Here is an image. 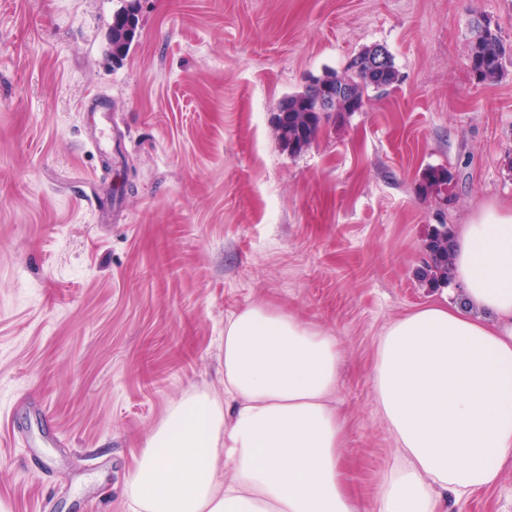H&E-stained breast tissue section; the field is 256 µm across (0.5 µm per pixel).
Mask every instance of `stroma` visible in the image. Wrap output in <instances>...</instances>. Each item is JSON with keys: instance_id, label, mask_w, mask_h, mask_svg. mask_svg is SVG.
Instances as JSON below:
<instances>
[{"instance_id": "stroma-1", "label": "stroma", "mask_w": 512, "mask_h": 512, "mask_svg": "<svg viewBox=\"0 0 512 512\" xmlns=\"http://www.w3.org/2000/svg\"><path fill=\"white\" fill-rule=\"evenodd\" d=\"M477 15L512 44V0H0V512H132L147 437L223 396L224 324L255 303L336 337L345 476L376 500L377 339L461 300L420 282L427 232L512 209V62L474 78ZM373 44L401 82L284 151L282 98ZM452 512H512V466ZM129 11L117 13L112 23V53L114 55L126 54L131 44L133 43L136 35L130 38L126 37V32L130 29L127 16ZM453 177L445 167H428L420 178L419 191L423 196H439L442 191H448V185Z\"/></svg>"}]
</instances>
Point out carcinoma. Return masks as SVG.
I'll use <instances>...</instances> for the list:
<instances>
[{
    "mask_svg": "<svg viewBox=\"0 0 512 512\" xmlns=\"http://www.w3.org/2000/svg\"><path fill=\"white\" fill-rule=\"evenodd\" d=\"M128 13L115 15L112 23V53L125 54L129 51L134 38L126 37L129 30ZM467 61L476 69L475 76L482 80L497 78L503 71L507 57L512 56V48L503 43L498 31L482 33L471 30ZM398 70L394 60H389L386 70L378 73L367 65H362L355 78L353 96L336 104V115L346 112H359L364 100V93L370 88L387 89L396 83ZM322 115L317 111L315 101L309 90L284 97L280 112L274 117L275 130L282 146L292 153H299L308 148L316 139L321 129ZM452 174L445 167H428L420 178L419 191L424 196L440 195L448 191ZM451 236L452 230L446 224H437L428 232L426 249L429 252L421 272L422 281L431 288H438L451 281Z\"/></svg>",
    "mask_w": 512,
    "mask_h": 512,
    "instance_id": "1",
    "label": "carcinoma"
}]
</instances>
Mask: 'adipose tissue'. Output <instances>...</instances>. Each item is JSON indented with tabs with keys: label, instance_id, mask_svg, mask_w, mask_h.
<instances>
[{
	"label": "adipose tissue",
	"instance_id": "1",
	"mask_svg": "<svg viewBox=\"0 0 512 512\" xmlns=\"http://www.w3.org/2000/svg\"><path fill=\"white\" fill-rule=\"evenodd\" d=\"M453 249L462 302L377 341L374 403L397 455L373 509L344 480L336 338L253 304L224 326L223 399L186 395L147 439L133 512H442L494 485L512 464V211L485 208Z\"/></svg>",
	"mask_w": 512,
	"mask_h": 512
}]
</instances>
